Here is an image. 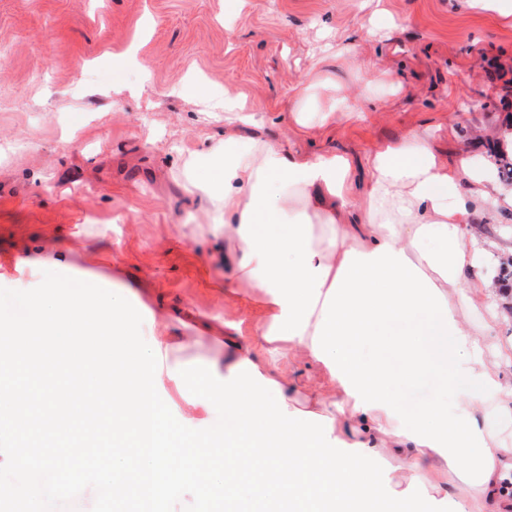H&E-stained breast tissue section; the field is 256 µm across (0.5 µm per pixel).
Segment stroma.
I'll use <instances>...</instances> for the list:
<instances>
[{"label":"stroma","instance_id":"obj_1","mask_svg":"<svg viewBox=\"0 0 512 512\" xmlns=\"http://www.w3.org/2000/svg\"><path fill=\"white\" fill-rule=\"evenodd\" d=\"M509 79L512 28L459 0H0V287L46 270L97 284L139 311L146 342L175 345L178 368L233 379L264 298L186 189L185 161L224 123L185 86L232 85L257 118L242 139L354 157L362 184L368 156L412 131L496 179ZM475 236L480 270L512 259V210ZM262 361L302 396L335 393L304 351ZM155 387L180 423L209 427L202 398L164 373Z\"/></svg>","mask_w":512,"mask_h":512}]
</instances>
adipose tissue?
I'll list each match as a JSON object with an SVG mask.
<instances>
[{
    "label": "adipose tissue",
    "instance_id": "adipose-tissue-1",
    "mask_svg": "<svg viewBox=\"0 0 512 512\" xmlns=\"http://www.w3.org/2000/svg\"><path fill=\"white\" fill-rule=\"evenodd\" d=\"M367 166L359 193L351 158L338 153L298 157L230 135L191 157V173L205 175L202 209L229 228L235 272L263 289L272 326L248 337L235 362L304 350L336 384L333 399L307 410L331 418L345 444L393 460L399 482L419 477L430 497L452 498L454 512H512V448L486 426L491 412L512 421L502 374L512 344L495 342L497 314L480 328L468 319L490 297L473 226L512 209V191L470 161L438 159L420 132L381 147ZM425 381L455 406L408 404L402 389Z\"/></svg>",
    "mask_w": 512,
    "mask_h": 512
}]
</instances>
